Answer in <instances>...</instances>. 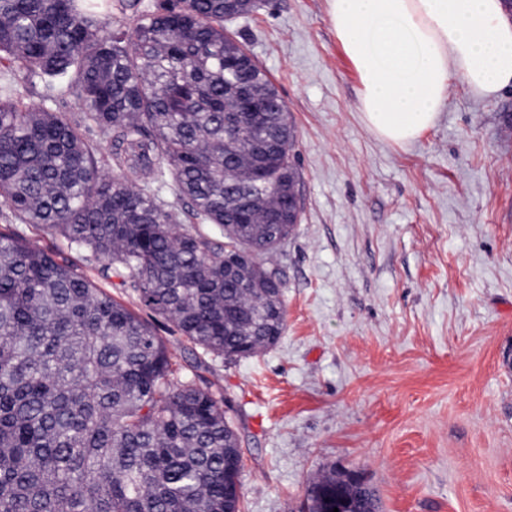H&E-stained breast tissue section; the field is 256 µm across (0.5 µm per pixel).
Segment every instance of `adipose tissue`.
I'll return each instance as SVG.
<instances>
[{
  "mask_svg": "<svg viewBox=\"0 0 512 512\" xmlns=\"http://www.w3.org/2000/svg\"><path fill=\"white\" fill-rule=\"evenodd\" d=\"M359 74L360 110L380 138L408 144L433 127L452 80L480 98L512 87V21L501 0H328Z\"/></svg>",
  "mask_w": 512,
  "mask_h": 512,
  "instance_id": "ef3b65f1",
  "label": "adipose tissue"
}]
</instances>
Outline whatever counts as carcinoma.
<instances>
[{
  "instance_id": "cac0c4a2",
  "label": "carcinoma",
  "mask_w": 512,
  "mask_h": 512,
  "mask_svg": "<svg viewBox=\"0 0 512 512\" xmlns=\"http://www.w3.org/2000/svg\"><path fill=\"white\" fill-rule=\"evenodd\" d=\"M255 0H159L128 27L96 0H0V62L45 98L66 90L110 141L0 93V203L87 248L141 303L215 358L286 328L269 267L300 220L296 130L267 72L224 23ZM243 92L269 99L244 136ZM169 181L201 224L180 226ZM174 355L61 252L0 231V512H241L243 450L222 400L173 380ZM308 512H380L331 470Z\"/></svg>"
}]
</instances>
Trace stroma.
Wrapping results in <instances>:
<instances>
[{"label":"stroma","instance_id":"stroma-1","mask_svg":"<svg viewBox=\"0 0 512 512\" xmlns=\"http://www.w3.org/2000/svg\"><path fill=\"white\" fill-rule=\"evenodd\" d=\"M233 24L298 131L300 221L272 266L286 330L249 358H208L101 262L0 204V230L66 252L178 348V378L223 393L241 440L244 512H305L330 468L381 512H512V88L460 81L418 140L376 136L328 0H261Z\"/></svg>","mask_w":512,"mask_h":512}]
</instances>
